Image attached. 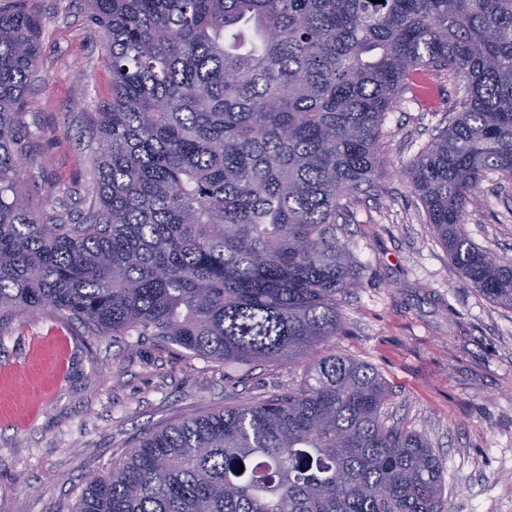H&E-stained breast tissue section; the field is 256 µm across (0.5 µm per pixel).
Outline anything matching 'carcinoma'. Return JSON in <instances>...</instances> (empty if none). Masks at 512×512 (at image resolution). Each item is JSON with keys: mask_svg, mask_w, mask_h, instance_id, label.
<instances>
[{"mask_svg": "<svg viewBox=\"0 0 512 512\" xmlns=\"http://www.w3.org/2000/svg\"><path fill=\"white\" fill-rule=\"evenodd\" d=\"M105 40L98 206L50 223L17 191L16 114L40 65L32 0L0 5V323L52 310L224 366L283 361L271 398L148 434L74 512H445L428 436L388 383L330 352L355 284L337 236L378 190L382 125L416 77L460 78L456 115L405 169L465 282L512 309V260L466 229L512 185V0H84Z\"/></svg>", "mask_w": 512, "mask_h": 512, "instance_id": "cac0c4a2", "label": "carcinoma"}]
</instances>
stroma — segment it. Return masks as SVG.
<instances>
[{"label":"stroma","instance_id":"obj_1","mask_svg":"<svg viewBox=\"0 0 512 512\" xmlns=\"http://www.w3.org/2000/svg\"><path fill=\"white\" fill-rule=\"evenodd\" d=\"M34 6L41 65L20 116L21 188L44 217L74 219L93 200L96 114L112 72L83 0ZM430 83L432 109L387 114L381 189L352 198L340 224L359 280L335 347L384 376L392 421L431 440L447 512H512V310L459 277L405 174L453 113L454 74ZM467 231L512 258V187L484 183ZM295 377L276 363L228 371L174 345L95 336L51 311L18 315L0 325V512H73L91 477L147 434L262 401Z\"/></svg>","mask_w":512,"mask_h":512}]
</instances>
